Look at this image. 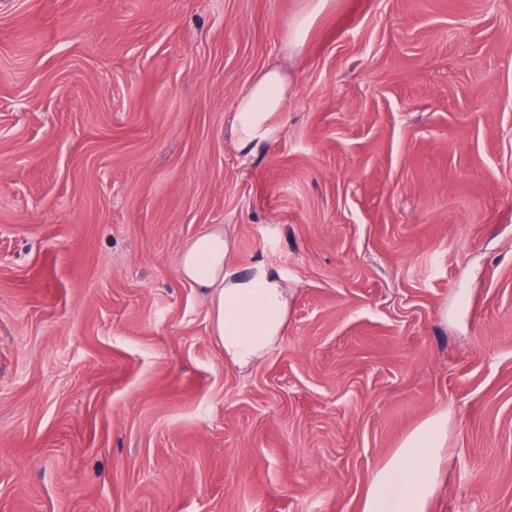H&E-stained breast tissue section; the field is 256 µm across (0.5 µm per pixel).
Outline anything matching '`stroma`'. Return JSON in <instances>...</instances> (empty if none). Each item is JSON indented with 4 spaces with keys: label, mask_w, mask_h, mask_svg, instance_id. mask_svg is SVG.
I'll return each instance as SVG.
<instances>
[{
    "label": "stroma",
    "mask_w": 512,
    "mask_h": 512,
    "mask_svg": "<svg viewBox=\"0 0 512 512\" xmlns=\"http://www.w3.org/2000/svg\"><path fill=\"white\" fill-rule=\"evenodd\" d=\"M215 225L294 293L248 371ZM442 409L429 512H512V0H0V512H361ZM288 84L279 69L260 74L237 104L234 128L240 148L245 149L265 132L268 117L283 110ZM232 248L233 238L224 227L211 228L185 247L180 269L206 298L211 335L224 351V361L247 369L283 335L293 294L273 266L257 262L245 270L234 267Z\"/></svg>",
    "instance_id": "obj_1"
}]
</instances>
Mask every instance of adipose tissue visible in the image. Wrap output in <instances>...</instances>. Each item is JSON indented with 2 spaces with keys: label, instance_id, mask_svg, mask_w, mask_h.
Masks as SVG:
<instances>
[{
  "label": "adipose tissue",
  "instance_id": "1",
  "mask_svg": "<svg viewBox=\"0 0 512 512\" xmlns=\"http://www.w3.org/2000/svg\"><path fill=\"white\" fill-rule=\"evenodd\" d=\"M287 94L279 69L257 77L237 104L234 128L240 148L264 133L268 117L282 111ZM232 248L226 229H209L185 247L180 269L206 298L211 335L225 362L247 369L283 335L293 294L273 266L258 262L244 270L234 267L229 261ZM447 443L448 413L441 410L411 430L375 472L362 512H428Z\"/></svg>",
  "mask_w": 512,
  "mask_h": 512
}]
</instances>
